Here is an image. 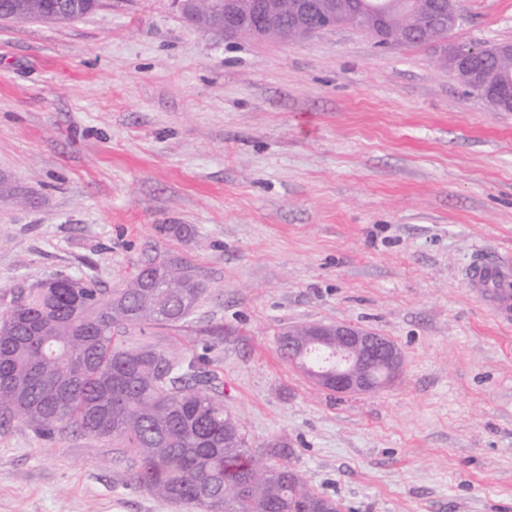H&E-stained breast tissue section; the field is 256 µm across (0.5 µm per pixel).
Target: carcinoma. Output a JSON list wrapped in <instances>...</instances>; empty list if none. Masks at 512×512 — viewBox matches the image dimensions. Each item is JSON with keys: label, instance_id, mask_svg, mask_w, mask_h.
<instances>
[{"label": "carcinoma", "instance_id": "carcinoma-1", "mask_svg": "<svg viewBox=\"0 0 512 512\" xmlns=\"http://www.w3.org/2000/svg\"><path fill=\"white\" fill-rule=\"evenodd\" d=\"M347 23L360 11L420 21L431 0H323ZM204 288L181 259L141 267L124 288L67 277L55 288H15L0 313V417L39 435L77 427L117 438L139 464L145 491L195 512H316L334 500L285 464L249 448L194 361L127 349L118 326L184 319Z\"/></svg>", "mask_w": 512, "mask_h": 512}]
</instances>
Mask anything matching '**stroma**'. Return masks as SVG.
Segmentation results:
<instances>
[{
	"label": "stroma",
	"instance_id": "stroma-1",
	"mask_svg": "<svg viewBox=\"0 0 512 512\" xmlns=\"http://www.w3.org/2000/svg\"><path fill=\"white\" fill-rule=\"evenodd\" d=\"M457 8L451 42H512V0ZM167 256L198 271V306L116 334L203 363L256 455L285 446L344 512H512V322L466 283L512 258V112L432 50L352 25L227 38L170 0L0 20V311L55 274L112 290ZM317 322L387 336L398 376L316 389L278 340ZM137 469L119 440L0 423V512H185Z\"/></svg>",
	"mask_w": 512,
	"mask_h": 512
}]
</instances>
